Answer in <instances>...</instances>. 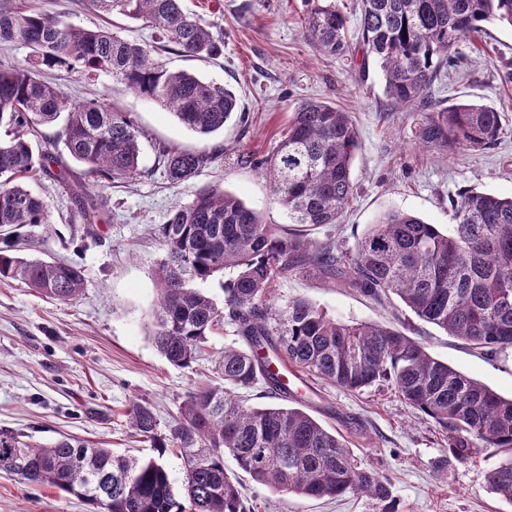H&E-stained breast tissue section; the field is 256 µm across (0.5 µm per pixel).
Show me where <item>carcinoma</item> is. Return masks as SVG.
<instances>
[{"label": "carcinoma", "mask_w": 512, "mask_h": 512, "mask_svg": "<svg viewBox=\"0 0 512 512\" xmlns=\"http://www.w3.org/2000/svg\"><path fill=\"white\" fill-rule=\"evenodd\" d=\"M303 18L313 47L330 55L350 50L347 20L330 0H306ZM102 14L140 20L155 30L160 50L186 57L224 54V38L182 0H88ZM492 21L512 25V0H361L359 39L384 76L392 108L409 110L421 146L449 155L494 145L501 117L490 107L432 101V86L456 43ZM32 50L25 65L0 62V280L21 281L59 301L84 288L85 270L64 261L29 258L15 248L18 230L51 223L46 202L22 179L58 158L37 149L40 128L64 119L57 135L86 173L130 179L139 169L143 132L126 112L98 100L72 104L48 71L94 78L103 73L165 107L208 137L238 113L226 85L187 71L171 72L145 45L108 28H81L18 0H0V49ZM359 132L351 115L329 103L299 104L277 150L261 165L276 203L294 224L335 225L354 197L352 163ZM223 150L162 147L168 181L181 185L221 160ZM447 231L399 210L383 213L344 252L336 242H309L263 223L231 193L203 189L172 210L158 235L165 255L155 271L156 302L148 340L166 361L198 360L215 327L234 326L245 347L215 359L223 382L190 392L169 434L147 404L128 410L129 425L153 442L157 456L116 455L89 440L63 435L50 444L0 429V471L91 503L94 512H249L243 486L224 467L230 454L257 485L307 498L356 493L374 512H399L391 481L354 464L341 434L297 407L281 404L288 390L275 359L347 391L394 387L406 404L445 434L457 461L483 448L512 451V399H505L429 354L405 332L331 318L305 299L273 310L272 280L313 267L377 302L396 297L417 318L490 353L512 349V197L474 188L451 200ZM220 307L199 285L225 270ZM264 383L272 404L247 408L235 395ZM178 451L184 476L172 486L163 461ZM490 492L512 501V456L486 473Z\"/></svg>", "instance_id": "obj_1"}]
</instances>
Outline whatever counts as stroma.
Segmentation results:
<instances>
[{
  "label": "stroma",
  "instance_id": "obj_1",
  "mask_svg": "<svg viewBox=\"0 0 512 512\" xmlns=\"http://www.w3.org/2000/svg\"><path fill=\"white\" fill-rule=\"evenodd\" d=\"M26 6L63 13L66 22L92 27L106 20L79 0H23ZM187 11L215 25L224 53L198 60L159 53L174 71L184 70L229 85L244 122L227 123L208 137L184 127L159 103L136 96L101 76L66 78L71 103L95 99L128 113L141 129V175L112 182L89 177L69 163L66 181L36 172L27 185L48 205L52 226L23 227L24 255L78 263L85 270L82 297L61 302L16 281L0 282V429L48 444L61 435L87 438L118 455L152 456L146 438L131 433V403L150 405L159 432H168L186 394L213 380L214 359L240 345L231 326L209 337L190 367L169 364L149 343V313L156 297L154 270L163 256L156 229L170 211L188 203L199 189L218 187L237 195L265 223L289 227L260 166L283 138L291 111L303 101H327L350 112L359 131L352 164L354 198L340 224L308 227L309 241L335 240L353 247L386 210L414 214L447 229L454 221L451 198L471 186L512 195V26L486 24L462 38L437 84L444 104L473 102L499 112L503 132L480 151L448 156L421 148L416 126L391 109L378 65L364 64L361 50L336 56L316 51L301 19L305 0H183ZM121 38L149 45L153 32L142 22L111 17ZM179 150L223 149L217 166L179 186L170 185L158 163L159 146ZM255 158L238 163L239 154ZM96 199V222H72L77 193ZM274 310L295 299L309 300L338 320L396 326L423 343L435 358L503 397H512V349L488 356L416 318L402 304H378L337 279L305 268L278 277L269 290ZM295 407L337 430L361 467L389 476L400 512H512V502L490 493L486 472L503 458L499 448L483 449L459 462L448 456L441 431L407 406L393 389L349 392L315 375L292 383ZM251 512H372L367 499L283 495L247 483ZM0 512H92L85 500L23 483L0 472Z\"/></svg>",
  "mask_w": 512,
  "mask_h": 512
}]
</instances>
